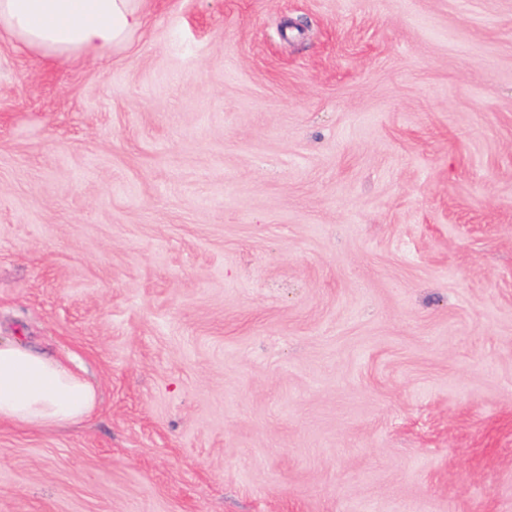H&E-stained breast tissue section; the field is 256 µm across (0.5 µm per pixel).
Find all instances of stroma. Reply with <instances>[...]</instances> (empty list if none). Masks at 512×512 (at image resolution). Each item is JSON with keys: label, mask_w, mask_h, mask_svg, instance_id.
Wrapping results in <instances>:
<instances>
[{"label": "stroma", "mask_w": 512, "mask_h": 512, "mask_svg": "<svg viewBox=\"0 0 512 512\" xmlns=\"http://www.w3.org/2000/svg\"><path fill=\"white\" fill-rule=\"evenodd\" d=\"M0 512H512V0H147L0 38ZM145 1L0 0V31L43 56H77L126 42ZM97 392L61 359L0 342V423L25 428L76 424L94 410Z\"/></svg>", "instance_id": "1"}]
</instances>
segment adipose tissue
Segmentation results:
<instances>
[{
  "label": "adipose tissue",
  "instance_id": "obj_1",
  "mask_svg": "<svg viewBox=\"0 0 512 512\" xmlns=\"http://www.w3.org/2000/svg\"><path fill=\"white\" fill-rule=\"evenodd\" d=\"M145 0H0V32L45 56H77L124 43L143 24ZM97 392L61 359L0 342V423L76 424Z\"/></svg>",
  "mask_w": 512,
  "mask_h": 512
}]
</instances>
